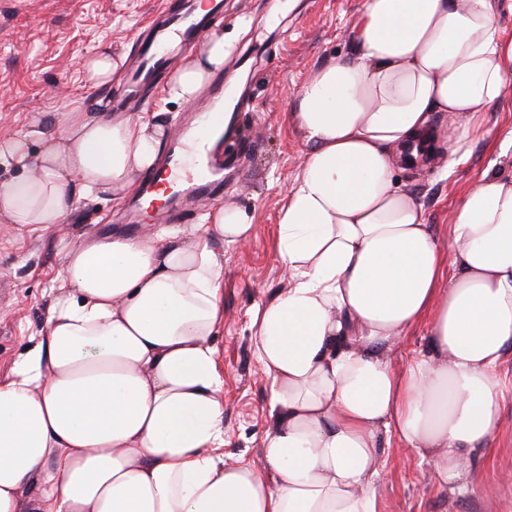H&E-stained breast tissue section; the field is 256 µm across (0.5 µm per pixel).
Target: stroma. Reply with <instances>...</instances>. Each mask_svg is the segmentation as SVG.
Masks as SVG:
<instances>
[{"instance_id":"35a3bbf8","label":"stroma","mask_w":512,"mask_h":512,"mask_svg":"<svg viewBox=\"0 0 512 512\" xmlns=\"http://www.w3.org/2000/svg\"><path fill=\"white\" fill-rule=\"evenodd\" d=\"M209 29L223 35L229 55L221 78L239 86L231 107L240 135L224 141L232 166L224 188L190 213L176 215L172 229L200 234L202 217L217 207H236L253 217V235L224 250V321L214 339L224 373V458L257 457L269 424L267 379L257 359L252 325L256 306L288 286L276 251L277 216L305 160L308 145L291 120L306 78L346 56V27L362 0H223ZM171 0H0V141L25 134L46 120L62 119L73 103L89 116L162 120L168 131L187 124L208 90L193 105L164 101L160 75L137 104L123 103L122 79L142 41L161 25ZM120 57L112 82L91 86L86 60L99 44ZM512 81L488 107L484 129L465 153L440 150L418 163L411 189L428 224L449 244L465 194L487 169H511ZM142 206L137 195L88 197L60 223L45 230L0 223V377L38 336L58 285L63 253L82 243L123 233ZM507 385L505 429L489 449L474 456V490L449 496L430 464L397 440L382 443L375 482L378 512H512V350L499 369Z\"/></svg>"}]
</instances>
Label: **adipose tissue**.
<instances>
[{"instance_id": "adipose-tissue-1", "label": "adipose tissue", "mask_w": 512, "mask_h": 512, "mask_svg": "<svg viewBox=\"0 0 512 512\" xmlns=\"http://www.w3.org/2000/svg\"><path fill=\"white\" fill-rule=\"evenodd\" d=\"M500 0H363L349 56L303 84L305 163L279 212L285 291L253 315L271 423L256 460L224 459L217 252L245 211L201 235H112L65 252L38 341L0 378V512H376L382 436L471 492L472 457L502 429L512 349V172L485 170L443 249L395 177L416 143L464 151L512 76ZM212 35L166 86L191 103L224 64ZM453 114L448 128L433 115ZM160 120L67 113L37 158L0 142V223L46 229L78 199L121 198L153 172ZM427 349L390 353L419 325ZM34 496H26L30 482Z\"/></svg>"}]
</instances>
